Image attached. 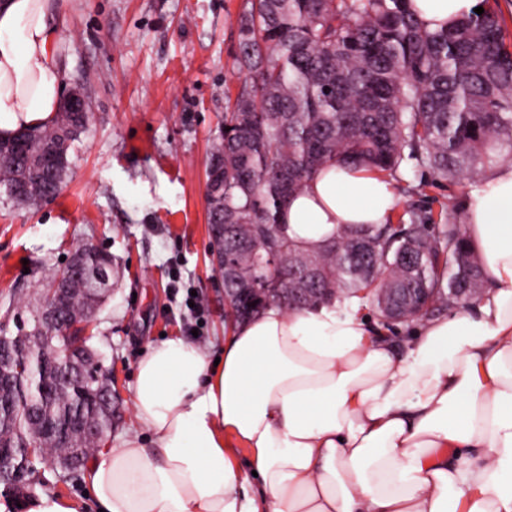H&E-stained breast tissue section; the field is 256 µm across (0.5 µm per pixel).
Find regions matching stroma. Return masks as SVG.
<instances>
[{
  "instance_id": "obj_1",
  "label": "stroma",
  "mask_w": 512,
  "mask_h": 512,
  "mask_svg": "<svg viewBox=\"0 0 512 512\" xmlns=\"http://www.w3.org/2000/svg\"><path fill=\"white\" fill-rule=\"evenodd\" d=\"M60 2L63 87L82 91L91 120L57 196L29 208L0 192V331H14L78 244L112 254V292L88 326L119 394L105 442L112 448L135 432L141 352L180 331L173 286L197 292L205 308L194 344L209 359L222 354L224 281L211 263L205 179L241 87L237 22L251 0ZM473 186H424L409 172L397 185L398 208L458 206ZM86 487L82 473L64 481L42 468L34 476L35 491L85 500L84 512H97Z\"/></svg>"
}]
</instances>
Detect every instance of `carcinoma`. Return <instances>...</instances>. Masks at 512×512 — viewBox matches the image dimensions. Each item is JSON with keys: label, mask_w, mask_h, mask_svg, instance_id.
<instances>
[{"label": "carcinoma", "mask_w": 512, "mask_h": 512, "mask_svg": "<svg viewBox=\"0 0 512 512\" xmlns=\"http://www.w3.org/2000/svg\"><path fill=\"white\" fill-rule=\"evenodd\" d=\"M411 0H252L238 23L234 60L243 86L224 113V132L211 156L224 158L223 197L208 201V226L223 233V258L239 261V248L263 240L266 248L241 262L239 288L258 281L285 309L341 306L353 298L369 306L376 329L407 322L413 305L423 318L448 307L452 288L477 296L480 264L451 206L438 217L409 211V219L345 230L317 252L288 242L278 230L288 197L331 161L401 175L415 161L431 184L444 187L472 178L512 148V51L504 20L489 8L431 32ZM89 117L57 112L51 123L26 129L29 151L50 140L62 149L48 170L0 146V187L29 207L59 193ZM112 268L101 250L74 253L54 305L77 327L56 335L59 348L89 345L79 324L97 303L101 284L93 273ZM30 329L14 342L12 377L0 384V454L33 443L41 451L27 462L58 463L79 448L89 457L93 434H70L89 425L111 434L101 408L104 381L87 367L66 369L41 351Z\"/></svg>", "instance_id": "1"}]
</instances>
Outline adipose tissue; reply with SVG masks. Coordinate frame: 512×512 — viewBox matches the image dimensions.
<instances>
[{
  "label": "adipose tissue",
  "instance_id": "ef3b65f1",
  "mask_svg": "<svg viewBox=\"0 0 512 512\" xmlns=\"http://www.w3.org/2000/svg\"><path fill=\"white\" fill-rule=\"evenodd\" d=\"M478 0H412L428 30ZM56 0H0V137L49 124L63 75ZM391 177L330 162L291 195L280 232L303 250L384 224ZM484 292L380 335L347 312L271 304L232 325L219 364L182 337L137 365L130 436L93 462L102 512H512V163L463 203ZM246 459H239V452ZM256 478H249V471Z\"/></svg>",
  "mask_w": 512,
  "mask_h": 512
}]
</instances>
